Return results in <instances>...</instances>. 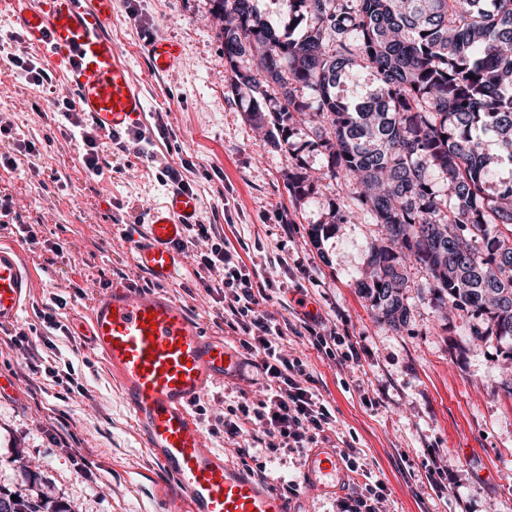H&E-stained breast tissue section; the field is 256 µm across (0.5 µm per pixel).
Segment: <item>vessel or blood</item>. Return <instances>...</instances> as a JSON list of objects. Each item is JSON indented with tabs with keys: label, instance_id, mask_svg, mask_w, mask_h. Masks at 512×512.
Listing matches in <instances>:
<instances>
[{
	"label": "vessel or blood",
	"instance_id": "b4317fda",
	"mask_svg": "<svg viewBox=\"0 0 512 512\" xmlns=\"http://www.w3.org/2000/svg\"><path fill=\"white\" fill-rule=\"evenodd\" d=\"M112 2L6 0V7L25 41L64 68L79 112L100 132L122 136L144 131L147 103L109 32ZM180 53L177 43L163 38L146 45L157 73L170 71ZM197 214L193 193H169L132 243L135 264L154 287H109L92 302L82 329L121 384L145 448L177 484L186 512H292L279 491L207 448L192 411L197 399L240 376L246 366L223 337L208 332L163 289L186 265L179 244ZM35 283L17 246L1 241L0 328L18 321ZM348 481L346 465L334 450L309 451L302 475L307 493L329 497L343 492Z\"/></svg>",
	"mask_w": 512,
	"mask_h": 512
}]
</instances>
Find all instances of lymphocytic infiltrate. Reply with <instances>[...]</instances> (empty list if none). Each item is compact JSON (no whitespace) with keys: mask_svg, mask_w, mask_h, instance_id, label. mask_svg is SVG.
<instances>
[{"mask_svg":"<svg viewBox=\"0 0 512 512\" xmlns=\"http://www.w3.org/2000/svg\"><path fill=\"white\" fill-rule=\"evenodd\" d=\"M180 247L194 250L199 268L218 273L224 322L236 333L247 361L263 381L262 398H242L225 414V435L241 440L244 456L253 443L265 442L301 456L310 445L328 442L336 417L315 390L307 361L285 349L286 326L263 310L267 295L254 285L255 270L211 224L187 225ZM342 456L356 481L354 492L340 502V512H380L387 497L385 484L374 478L355 448H346Z\"/></svg>","mask_w":512,"mask_h":512,"instance_id":"f902f5d3","label":"lymphocytic infiltrate"}]
</instances>
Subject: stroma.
<instances>
[{"label": "stroma", "instance_id": "35a3bbf8", "mask_svg": "<svg viewBox=\"0 0 512 512\" xmlns=\"http://www.w3.org/2000/svg\"><path fill=\"white\" fill-rule=\"evenodd\" d=\"M211 8L210 0H113L110 33L145 95L152 154L119 153L100 136L98 174L84 167L82 142L54 114V94L72 92L65 72L0 10V44L52 78L51 87L34 85L0 59V114L13 122L0 150L15 160L0 166V197L12 202L0 240L18 245L38 276L15 326L25 345L0 350V374L14 383L13 394L0 398V491L25 499L44 493L66 512H165L178 496L137 435L119 387L72 329L112 283L153 287L131 243L170 190L161 174L170 164L184 168L200 221L218 225L255 264L258 287L271 293L267 311L294 324L308 303L323 328L356 345L358 362L343 366L314 349L306 332L290 335L288 351L313 364L336 417L332 442L356 448L386 484L387 512H512V395L505 391L512 359L496 340L469 335L470 312L438 309L416 267L404 290L406 324L379 320L356 287L379 226L366 214L333 222V209L354 208L345 184L321 182L305 201L290 196L295 160L273 126L251 122L250 96L232 93ZM154 37L182 47L179 63L162 74L142 52ZM30 143L35 153H27ZM58 243L64 252L55 251ZM195 270L187 262L169 292L212 333L234 341L212 275ZM48 313L60 329L47 328ZM67 373L77 388L61 383ZM243 393L258 397V384L226 380L197 405L207 446L252 470L257 462L237 455L221 424ZM432 466L444 471L443 489L425 479Z\"/></svg>", "mask_w": 512, "mask_h": 512}]
</instances>
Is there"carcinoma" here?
<instances>
[{
	"label": "carcinoma",
	"mask_w": 512,
	"mask_h": 512,
	"mask_svg": "<svg viewBox=\"0 0 512 512\" xmlns=\"http://www.w3.org/2000/svg\"><path fill=\"white\" fill-rule=\"evenodd\" d=\"M210 2L252 119L279 127L289 152L288 125L327 126L317 180L346 181L383 227L357 283L381 320L406 322L410 262L438 307L472 312L470 335L512 358V176L498 172L512 165V0H285L284 28L253 0ZM313 185L296 164L288 192ZM0 512L56 510L0 493Z\"/></svg>",
	"instance_id": "obj_1"
}]
</instances>
